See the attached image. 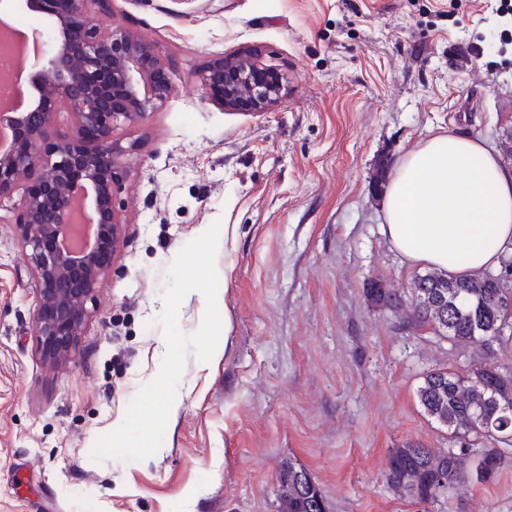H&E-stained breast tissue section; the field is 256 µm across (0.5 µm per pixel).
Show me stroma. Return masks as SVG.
<instances>
[{"instance_id": "1", "label": "stroma", "mask_w": 512, "mask_h": 512, "mask_svg": "<svg viewBox=\"0 0 512 512\" xmlns=\"http://www.w3.org/2000/svg\"><path fill=\"white\" fill-rule=\"evenodd\" d=\"M112 23L175 91L115 133L138 145L125 233L64 366L40 356L0 212V512H279L289 461L329 512H512L505 444L493 480L445 503L388 487L391 449L448 445L423 373L475 349L367 293L420 272L382 231L399 158L437 133L494 152L512 135V0H112ZM242 51L283 78L267 111L206 98L205 63Z\"/></svg>"}]
</instances>
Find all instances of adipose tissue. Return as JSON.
Masks as SVG:
<instances>
[{"instance_id":"adipose-tissue-1","label":"adipose tissue","mask_w":512,"mask_h":512,"mask_svg":"<svg viewBox=\"0 0 512 512\" xmlns=\"http://www.w3.org/2000/svg\"><path fill=\"white\" fill-rule=\"evenodd\" d=\"M382 207L385 235L414 264L473 276L512 247V170L475 137L440 133L410 148Z\"/></svg>"}]
</instances>
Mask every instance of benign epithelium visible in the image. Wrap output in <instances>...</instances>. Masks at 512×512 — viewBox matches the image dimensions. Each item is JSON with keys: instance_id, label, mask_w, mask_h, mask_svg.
I'll return each instance as SVG.
<instances>
[{"instance_id": "1", "label": "benign epithelium", "mask_w": 512, "mask_h": 512, "mask_svg": "<svg viewBox=\"0 0 512 512\" xmlns=\"http://www.w3.org/2000/svg\"><path fill=\"white\" fill-rule=\"evenodd\" d=\"M48 17L34 41L45 64L33 75L36 102L13 111L17 137L0 155V201L11 198L18 240L33 271L34 335L51 367L69 362L89 318L87 304L107 275L124 223L115 209L124 147L115 131L145 119L171 96L157 82L164 60L138 33L112 26L111 0H26ZM251 55L220 56L201 71L202 86L226 109L262 112L283 85L256 86Z\"/></svg>"}]
</instances>
